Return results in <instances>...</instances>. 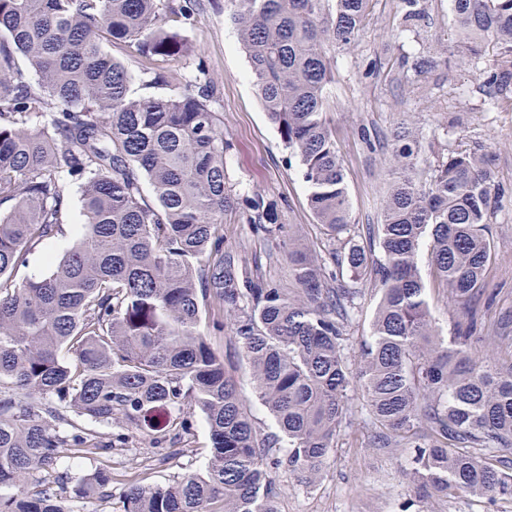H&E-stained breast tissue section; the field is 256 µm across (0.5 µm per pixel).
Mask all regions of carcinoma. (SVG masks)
<instances>
[{"instance_id": "cac0c4a2", "label": "carcinoma", "mask_w": 512, "mask_h": 512, "mask_svg": "<svg viewBox=\"0 0 512 512\" xmlns=\"http://www.w3.org/2000/svg\"><path fill=\"white\" fill-rule=\"evenodd\" d=\"M370 2L234 0L230 14L257 95L334 245L325 259L280 238L278 203L236 197L213 81L133 98L128 68L104 48L123 43L146 86L166 88L160 64L188 52L181 32L196 0H0V206H9L0 213V487L18 489L0 496V512H74L109 498L108 468L73 484L59 472L71 453L125 445L78 420L122 424L156 447L174 431L188 445L186 408L208 425L204 472L173 483L137 474L111 512H277L275 474L315 483L355 379L374 443L415 449L411 478L423 495L512 500V358L478 352L499 340L477 318L493 259L490 157L451 153L423 183L414 175L421 143L398 131L381 222L368 246L356 240L326 118V46L354 43ZM452 7L471 53L494 48L484 94L512 98V0ZM71 182L82 215L74 243L47 275L16 282L29 256L63 233ZM239 211L276 242L288 284L225 244L224 221ZM424 247L454 311L447 336L430 313ZM345 271L349 286L338 279ZM368 288L379 301L354 370L347 327ZM205 318L248 361L276 431L256 426L201 330Z\"/></svg>"}]
</instances>
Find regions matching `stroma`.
<instances>
[{
	"label": "stroma",
	"mask_w": 512,
	"mask_h": 512,
	"mask_svg": "<svg viewBox=\"0 0 512 512\" xmlns=\"http://www.w3.org/2000/svg\"><path fill=\"white\" fill-rule=\"evenodd\" d=\"M422 19L402 23L401 0H372L367 25L356 44L331 46L327 59L333 73L327 120L345 169L352 220L359 230L378 223L393 181L389 162L393 135L402 126L415 130L421 143V170L439 157L483 147L493 157L498 199L490 217L495 259L485 274L487 327L499 329L505 340L483 349L495 358L512 351V100L489 102L480 72L489 55L471 56L460 47L451 0H424ZM231 0H197V17L182 36L188 55L169 61V68L187 79L204 62L206 75L217 81L214 103L224 118V135L232 144L226 168L238 193L261 191L280 205V221L300 243L324 249L327 241L307 201V185L297 157L284 147L257 97L246 53L229 20ZM448 45L428 74L417 75L414 64L436 41ZM70 206L63 233L39 247L17 273L18 280L46 275L53 258L75 239L81 222L80 192L67 189ZM228 244L243 255L264 258L267 277L287 280L288 264L268 259L271 242L257 238L250 224L231 217L224 225ZM211 343L240 383L257 426L274 430L266 409L253 397L249 367L228 335ZM351 423L341 432L335 450L311 486L288 473L275 477L278 512H512V501H491L460 492L446 498H425L407 475L413 449L381 448L362 408L360 394L351 400ZM195 443L183 450L177 440L152 447L144 437L125 433L126 447L102 457L65 460L62 472L75 479L96 466L112 472L111 493L120 496L133 473L147 471L152 481L171 482L201 472L210 446L203 415L192 411Z\"/></svg>",
	"instance_id": "1"
}]
</instances>
